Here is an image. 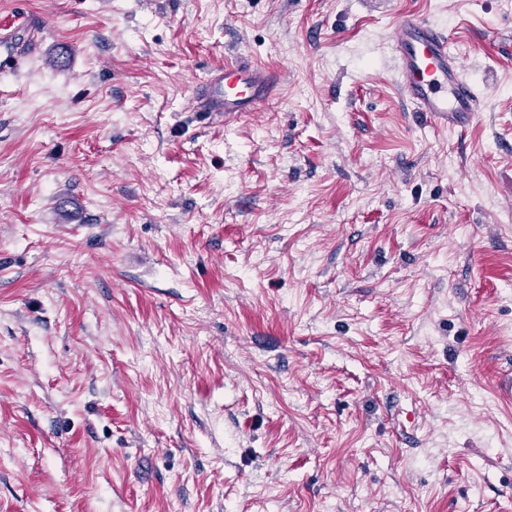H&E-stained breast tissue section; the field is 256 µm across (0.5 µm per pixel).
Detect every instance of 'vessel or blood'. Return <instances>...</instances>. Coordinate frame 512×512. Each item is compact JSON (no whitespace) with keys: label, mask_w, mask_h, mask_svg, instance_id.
I'll list each match as a JSON object with an SVG mask.
<instances>
[{"label":"vessel or blood","mask_w":512,"mask_h":512,"mask_svg":"<svg viewBox=\"0 0 512 512\" xmlns=\"http://www.w3.org/2000/svg\"><path fill=\"white\" fill-rule=\"evenodd\" d=\"M448 31L415 15L399 16L391 38V54L399 85L415 111L444 124L466 125L479 110V93L462 73ZM277 74L258 64L230 63L203 84L197 99L201 112L228 116L250 111L275 89Z\"/></svg>","instance_id":"b4317fda"}]
</instances>
